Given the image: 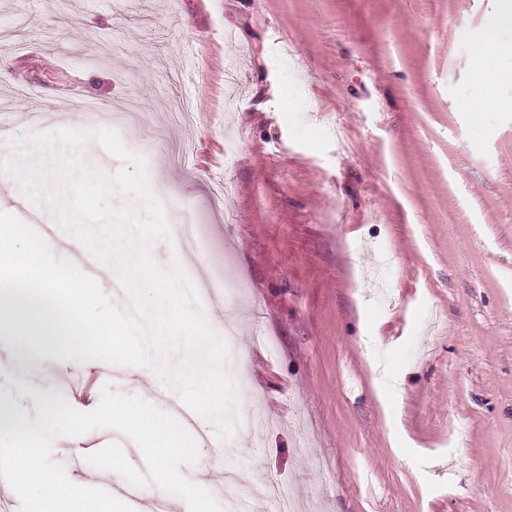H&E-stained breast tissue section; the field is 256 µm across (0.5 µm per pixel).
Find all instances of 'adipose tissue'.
I'll return each instance as SVG.
<instances>
[{
	"label": "adipose tissue",
	"mask_w": 512,
	"mask_h": 512,
	"mask_svg": "<svg viewBox=\"0 0 512 512\" xmlns=\"http://www.w3.org/2000/svg\"><path fill=\"white\" fill-rule=\"evenodd\" d=\"M497 2L492 23L468 35L476 48L473 75L481 80L487 77L481 64L482 59L504 52L505 46L500 41L498 33L501 28H512V0ZM66 413L65 407L52 401L48 402L46 414L41 419L31 422L28 427L27 435L34 440V447L26 449L17 462V478L35 484L42 492L35 512H97L96 508L83 500L80 485L59 483L43 462L42 449L55 443L59 436L57 422ZM109 416L141 460L148 463L157 474L156 480L146 485L144 498L153 499L166 495L167 487L159 480L158 474L164 470L170 458L183 460L199 485L203 484L205 476L215 471L216 466L210 456L202 451L196 440L183 435L178 423L169 420L150 422L118 403L112 405Z\"/></svg>",
	"instance_id": "ef3b65f1"
}]
</instances>
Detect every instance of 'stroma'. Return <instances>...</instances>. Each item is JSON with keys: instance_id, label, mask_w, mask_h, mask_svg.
<instances>
[{"instance_id": "1", "label": "stroma", "mask_w": 512, "mask_h": 512, "mask_svg": "<svg viewBox=\"0 0 512 512\" xmlns=\"http://www.w3.org/2000/svg\"><path fill=\"white\" fill-rule=\"evenodd\" d=\"M495 0H0V158L89 111L147 166L169 221L201 249L179 258L215 332L237 325L227 375L248 377L231 439L259 512L287 485L298 512H512V55L461 37ZM194 42L192 65L180 48ZM494 96L504 107L474 113ZM183 105L191 122L162 121ZM192 147L191 167L176 156ZM389 267H382V260ZM0 337V405L41 415L32 371L67 379L96 360L13 362ZM67 417L44 462L107 512L111 455L64 456L120 402L154 419L140 370ZM27 442L0 428V500Z\"/></svg>"}]
</instances>
